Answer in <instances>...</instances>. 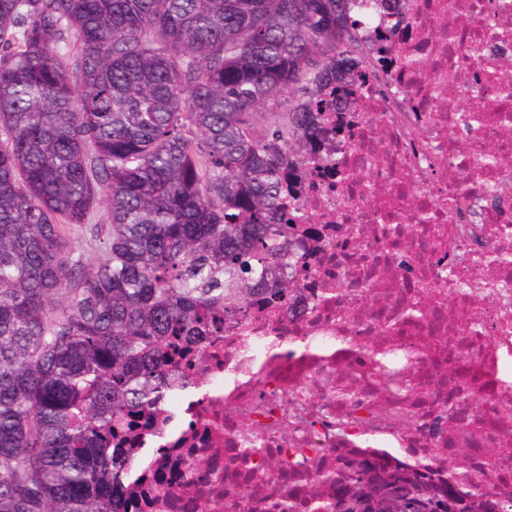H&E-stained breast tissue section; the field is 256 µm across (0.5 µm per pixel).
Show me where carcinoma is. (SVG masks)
<instances>
[{
	"label": "carcinoma",
	"mask_w": 512,
	"mask_h": 512,
	"mask_svg": "<svg viewBox=\"0 0 512 512\" xmlns=\"http://www.w3.org/2000/svg\"><path fill=\"white\" fill-rule=\"evenodd\" d=\"M378 15L416 22L400 0H0V512H129L114 424L162 402L170 338L297 291L307 215L283 182L294 198ZM102 201L87 269L72 233ZM464 400L448 429L478 419ZM471 452L448 449L446 479L359 454L323 472L334 497L290 487L281 512H512L465 473Z\"/></svg>",
	"instance_id": "1"
}]
</instances>
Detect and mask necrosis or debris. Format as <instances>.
Segmentation results:
<instances>
[{
	"label": "necrosis or debris",
	"instance_id": "1",
	"mask_svg": "<svg viewBox=\"0 0 512 512\" xmlns=\"http://www.w3.org/2000/svg\"><path fill=\"white\" fill-rule=\"evenodd\" d=\"M502 0H403L419 28L398 34L412 68L392 62L358 85L351 109L327 115L342 146L321 152L357 182L334 172L302 179L308 222L296 247L297 306L257 298L243 312L219 316L203 335L170 348L167 378L178 406L137 416L123 448L142 466L121 482L123 498L144 499L143 512H224L234 497L242 512H269L283 481L328 495L323 465L350 451L383 450L385 462L431 463L448 438V368L479 352L459 386L485 399L486 438H508L506 452L477 458L484 484L512 488V138L495 123L472 133V115L448 109V87L483 95L512 86V7ZM378 122L383 139L369 132ZM492 147L502 161L478 172L471 152ZM430 223H418L419 211ZM439 293L438 310L477 297L479 338L445 317L436 331L403 326L399 349L380 375L387 402L337 399L338 374L372 377L373 337L383 336L400 305L421 286Z\"/></svg>",
	"mask_w": 512,
	"mask_h": 512
}]
</instances>
